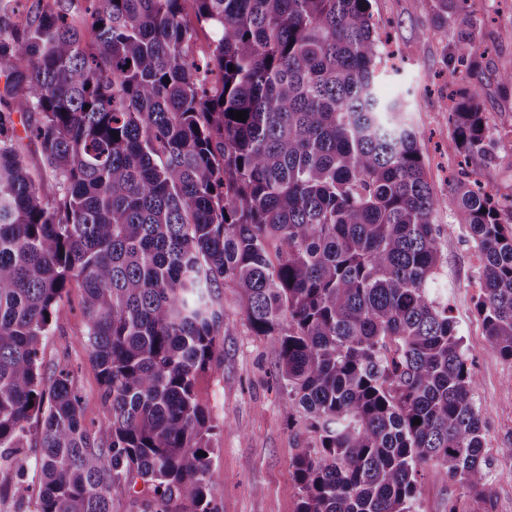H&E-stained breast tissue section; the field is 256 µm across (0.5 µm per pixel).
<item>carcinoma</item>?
<instances>
[{
  "instance_id": "obj_1",
  "label": "carcinoma",
  "mask_w": 512,
  "mask_h": 512,
  "mask_svg": "<svg viewBox=\"0 0 512 512\" xmlns=\"http://www.w3.org/2000/svg\"><path fill=\"white\" fill-rule=\"evenodd\" d=\"M60 2L0 0V61L26 63L0 94V463L18 499L112 512V493L141 479L144 512H218L215 425L193 387L224 342L221 289L234 288L252 334L279 348L285 408L317 436L293 459L300 512H415L430 465L459 485L448 512L485 501L476 381L431 293L434 217L447 209L466 228L477 313L512 362V198L463 168L449 196L433 193L401 105L377 94L371 0H84L87 33ZM188 3L216 36L202 56ZM466 3L433 0L460 64L477 53ZM481 94L449 116L466 165L492 158ZM30 112L54 203L16 147L14 115ZM74 284L107 411L94 429L71 372L42 373Z\"/></svg>"
}]
</instances>
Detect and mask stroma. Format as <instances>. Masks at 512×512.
Segmentation results:
<instances>
[{
    "instance_id": "35a3bbf8",
    "label": "stroma",
    "mask_w": 512,
    "mask_h": 512,
    "mask_svg": "<svg viewBox=\"0 0 512 512\" xmlns=\"http://www.w3.org/2000/svg\"><path fill=\"white\" fill-rule=\"evenodd\" d=\"M432 0H371L389 58L378 70L381 97L400 100L403 117L419 134L428 182L447 196L448 177L458 154L445 104L477 86L491 117L495 140L492 161H473L472 169L488 190L512 195V86L499 74L512 70V0H468V11L480 28L474 67H448L447 41L435 32ZM442 264L434 293L453 310L458 334L476 378L474 401L484 421L485 452L491 462L489 496L478 512H512V362L490 347L475 305L480 293L479 260L471 241L452 213L441 210ZM83 291L70 288L62 314L41 344L42 370H71L83 396L86 425L104 421L101 382L90 361L81 315ZM224 347L211 366L199 373L194 392L211 415L216 429L209 477L223 487L219 512H299L302 491L293 476L299 445L310 443L303 421H289L285 396L272 375L279 361L277 347L252 335L241 314L234 289L223 291ZM457 486L440 467L427 468L420 479L417 512H444Z\"/></svg>"
}]
</instances>
